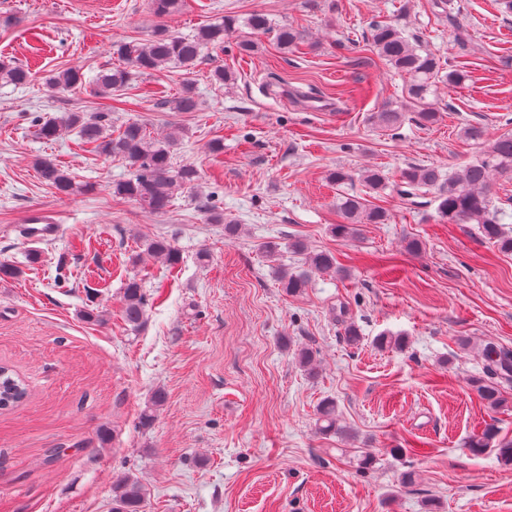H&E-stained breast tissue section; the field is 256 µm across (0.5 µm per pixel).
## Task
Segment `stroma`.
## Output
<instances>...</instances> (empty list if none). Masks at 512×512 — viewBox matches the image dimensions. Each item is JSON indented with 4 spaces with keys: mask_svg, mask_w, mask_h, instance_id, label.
<instances>
[{
    "mask_svg": "<svg viewBox=\"0 0 512 512\" xmlns=\"http://www.w3.org/2000/svg\"><path fill=\"white\" fill-rule=\"evenodd\" d=\"M433 3L185 0L160 19L150 0H0V59L32 73L26 85L0 84V262L20 270L0 280V364L28 388L0 411V512H112L123 474L143 486L145 512H512V464L467 447L493 420L512 439V383L496 413L471 387L487 343L512 351V255L476 225L441 219L433 193L402 195L399 182L412 164L475 161L466 125L490 139L512 131V15L495 0H448L444 19ZM256 11L266 33L244 26ZM227 18L235 32L193 72L165 68L109 98L47 85L67 67L90 77L116 64L114 45L158 27L191 35ZM375 21L468 70L464 85L431 96L435 124L408 118L393 136L371 122L409 82L368 45ZM283 26L303 44L281 48ZM247 38L256 48L246 55ZM218 67L227 84L212 82ZM187 82L197 109L175 111ZM308 90L313 99H298ZM76 111L106 112L114 132L128 122L155 137L177 132L174 163L193 165L196 185L176 190L164 214L114 197L126 162L84 152L73 133L38 135V121ZM216 139L223 152L210 151ZM39 157L69 169L77 191L54 193ZM370 168L387 175L385 191L365 187ZM339 169L353 176L346 191L386 208L387 223L332 234ZM205 202L238 233L209 223ZM37 213L58 226L54 240L26 234ZM156 236L178 249L176 268L146 252ZM296 239L333 253L336 269L291 296L278 270H302ZM133 276L148 298L136 330L121 316ZM90 309L101 321L84 320ZM384 334L403 348L379 345ZM304 347L316 354L311 374L295 358ZM159 387L167 402L143 427ZM326 401L340 427L328 435L315 425Z\"/></svg>",
    "mask_w": 512,
    "mask_h": 512,
    "instance_id": "obj_1",
    "label": "stroma"
}]
</instances>
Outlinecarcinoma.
I'll return each instance as SVG.
<instances>
[{
	"mask_svg": "<svg viewBox=\"0 0 512 512\" xmlns=\"http://www.w3.org/2000/svg\"><path fill=\"white\" fill-rule=\"evenodd\" d=\"M245 25L253 34L263 33L270 28L265 14L254 12ZM235 22L227 21L200 28L193 35H176L165 28L158 29L146 42H125L118 46L116 54L120 63L114 68L100 71L93 80V90L98 95H110L122 90L134 76L151 71H160L169 65L186 70L193 69L203 49L209 45L224 43V36L233 32ZM371 44L377 55L392 69L409 76L405 92L410 111L424 123L437 121L428 96L434 93L436 82L443 81L458 86L467 80L465 71L445 68L440 57L425 48L419 41H410L400 26L391 23H377L371 28ZM31 77L28 69L21 65L0 62V80L23 85ZM48 85L58 91H74L82 87V73L77 67H68L52 74ZM197 102L194 88L187 82L174 100L179 112H193ZM372 121L388 131H396L405 119L402 110L390 104L371 116ZM107 118L102 114L65 112L62 115L39 123L38 134L52 141L65 133L74 132L82 144L91 151L119 157L133 169L130 178L112 183V195L138 201L154 213H164L171 206L173 192L180 188L193 187L198 180V171L191 165L178 168L173 163V148L176 137L169 134L154 138L146 128L136 122L125 125L118 136L108 132ZM464 137L483 146L481 155L475 161L443 172L432 165H412L401 173V193L407 196L426 188L436 193L437 211L450 224H476L483 236L496 244L499 250L512 254V234L504 231L501 223L502 211L493 203L492 177L512 175V132L503 133L488 140L483 127L467 125ZM36 168L56 193L69 195L76 190L74 178L68 170L50 159H39ZM363 182L373 192L384 189L386 179L377 169H368L361 174ZM336 209L345 224L334 226V232L346 235L353 224H384L388 221L387 211L368 200L349 195L336 196ZM290 248L306 255V269L301 273H290L281 269L279 276L283 287L290 293H297L305 287L309 274L336 270L334 255L326 250H308L303 242L295 240ZM147 252L173 267L179 263L178 250L165 237H154L146 242ZM147 298L142 282L130 277L123 288L121 313L124 322L132 328H139L146 315ZM484 375L471 380L472 387L484 403L493 410H499L508 403L500 389V383L512 381V352L496 350L490 344L484 348ZM27 395L23 382L6 366L0 368V406L8 408L21 402ZM166 402V392L155 390L148 406L141 414V424L154 421L155 412ZM321 434L338 431L336 409L331 403L319 407L317 418ZM497 426L486 424L481 434L468 443L473 452H481L492 446L506 463H512V440L495 442ZM144 492L139 483L130 476H121L112 483V512H143Z\"/></svg>",
	"mask_w": 512,
	"mask_h": 512,
	"instance_id": "carcinoma-1",
	"label": "carcinoma"
}]
</instances>
